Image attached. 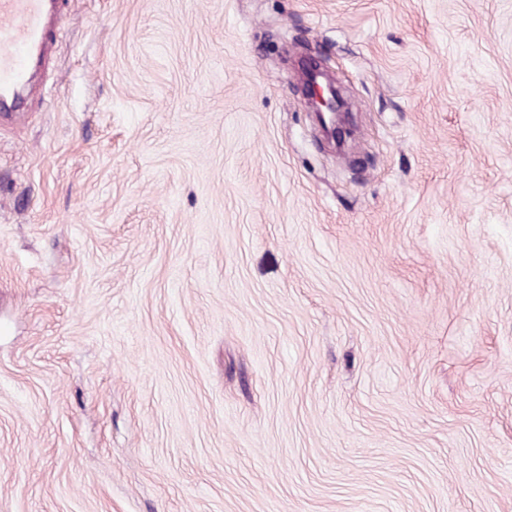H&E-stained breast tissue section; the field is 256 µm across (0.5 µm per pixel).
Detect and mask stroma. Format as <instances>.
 I'll return each mask as SVG.
<instances>
[{"label":"stroma","instance_id":"35a3bbf8","mask_svg":"<svg viewBox=\"0 0 512 512\" xmlns=\"http://www.w3.org/2000/svg\"><path fill=\"white\" fill-rule=\"evenodd\" d=\"M0 512H512V0H68L0 116ZM299 64L305 75V80L301 81V90L305 100L308 101L309 107L317 117L323 128L326 127L325 117L329 116L333 124L331 138H339L344 142L343 136L348 133V127L338 128L341 122V115L351 116V112H340L343 102L336 91V88L328 83L319 80L316 76V70L321 62L310 55L305 54L299 58Z\"/></svg>","mask_w":512,"mask_h":512}]
</instances>
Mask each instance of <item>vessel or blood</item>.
Masks as SVG:
<instances>
[{
  "mask_svg": "<svg viewBox=\"0 0 512 512\" xmlns=\"http://www.w3.org/2000/svg\"><path fill=\"white\" fill-rule=\"evenodd\" d=\"M58 14L59 0H0V112L14 111L45 72Z\"/></svg>",
  "mask_w": 512,
  "mask_h": 512,
  "instance_id": "b4317fda",
  "label": "vessel or blood"
}]
</instances>
